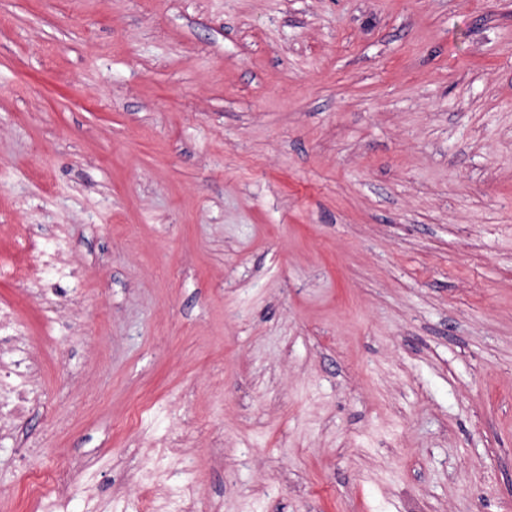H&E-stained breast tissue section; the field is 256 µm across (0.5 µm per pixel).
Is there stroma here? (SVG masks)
<instances>
[{"mask_svg": "<svg viewBox=\"0 0 512 512\" xmlns=\"http://www.w3.org/2000/svg\"><path fill=\"white\" fill-rule=\"evenodd\" d=\"M0 512H512V0H0Z\"/></svg>", "mask_w": 512, "mask_h": 512, "instance_id": "35a3bbf8", "label": "stroma"}]
</instances>
